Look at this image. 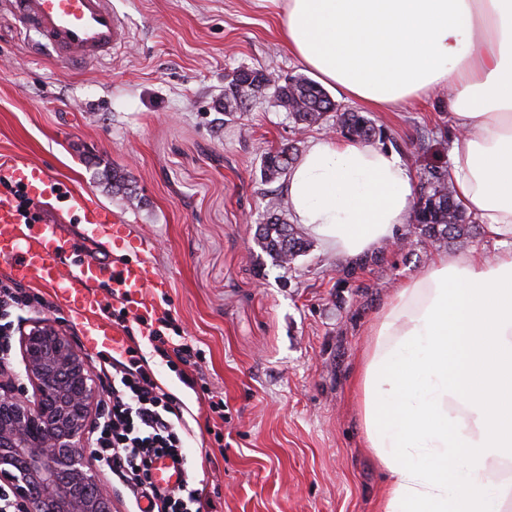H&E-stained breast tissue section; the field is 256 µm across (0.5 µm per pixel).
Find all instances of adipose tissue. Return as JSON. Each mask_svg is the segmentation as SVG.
I'll list each match as a JSON object with an SVG mask.
<instances>
[{
	"label": "adipose tissue",
	"mask_w": 512,
	"mask_h": 512,
	"mask_svg": "<svg viewBox=\"0 0 512 512\" xmlns=\"http://www.w3.org/2000/svg\"><path fill=\"white\" fill-rule=\"evenodd\" d=\"M284 44L376 112L450 90L448 181L495 253H443L376 314L356 373L381 512H512V0H282ZM288 209L347 259L393 240L417 186L394 150L311 140Z\"/></svg>",
	"instance_id": "ef3b65f1"
}]
</instances>
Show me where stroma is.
Masks as SVG:
<instances>
[{
  "label": "stroma",
  "mask_w": 512,
  "mask_h": 512,
  "mask_svg": "<svg viewBox=\"0 0 512 512\" xmlns=\"http://www.w3.org/2000/svg\"><path fill=\"white\" fill-rule=\"evenodd\" d=\"M125 43L97 62L62 64L0 16V154L35 162L152 238L169 288L161 303L200 356L186 387L154 357L184 407L201 512H379L384 476L364 447L354 377L375 314L437 252L404 225L407 246L358 282L319 242L284 269L255 248L276 183L265 152L335 135L298 130L262 102L225 116L226 75L296 74L276 0H112ZM447 93L372 118L412 170L448 162ZM125 173L135 200L114 192ZM223 400V415L210 404Z\"/></svg>",
  "instance_id": "1"
}]
</instances>
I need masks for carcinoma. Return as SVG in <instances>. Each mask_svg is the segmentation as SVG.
Returning a JSON list of instances; mask_svg holds the SVG:
<instances>
[{
	"label": "carcinoma",
	"mask_w": 512,
	"mask_h": 512,
	"mask_svg": "<svg viewBox=\"0 0 512 512\" xmlns=\"http://www.w3.org/2000/svg\"><path fill=\"white\" fill-rule=\"evenodd\" d=\"M260 96L271 98L276 106L285 109L301 130L326 123L334 112L340 133L345 137L368 142L383 134V130L362 113L340 111L339 105L320 86L302 75L282 82L262 69H237L226 77L221 109L224 115L233 117L244 111L251 99ZM295 160L293 147L266 152L262 159V178L274 182L287 176ZM420 193L415 229L429 244L462 247L481 234V225L466 222L455 201L454 189L448 183L447 170L438 166L425 169ZM268 206L266 221L256 225L254 243L279 266L289 268L310 249L311 243L298 225L288 223L279 198L270 200ZM383 261L382 251L364 256L342 269L341 280L355 282L367 268Z\"/></svg>",
	"instance_id": "obj_1"
}]
</instances>
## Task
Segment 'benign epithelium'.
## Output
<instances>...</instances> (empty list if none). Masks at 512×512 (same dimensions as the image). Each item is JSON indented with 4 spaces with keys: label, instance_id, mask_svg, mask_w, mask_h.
Returning <instances> with one entry per match:
<instances>
[{
    "label": "benign epithelium",
    "instance_id": "obj_1",
    "mask_svg": "<svg viewBox=\"0 0 512 512\" xmlns=\"http://www.w3.org/2000/svg\"><path fill=\"white\" fill-rule=\"evenodd\" d=\"M26 382L0 367V482L25 512H114L88 438L103 414L92 367L56 320L18 339Z\"/></svg>",
    "mask_w": 512,
    "mask_h": 512
}]
</instances>
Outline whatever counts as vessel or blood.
I'll use <instances>...</instances> for the list:
<instances>
[{"mask_svg": "<svg viewBox=\"0 0 512 512\" xmlns=\"http://www.w3.org/2000/svg\"><path fill=\"white\" fill-rule=\"evenodd\" d=\"M4 10L64 63L103 59L127 34L112 0H0V12ZM1 182L21 185L34 211L43 215L49 201L64 191L44 167L4 154H0ZM70 208L79 212L85 237L107 246L110 253L122 254V261L112 265L77 258L74 243L62 234L58 219L44 215L43 220L24 222L13 198L1 192L0 266L16 282L51 288L57 302L74 315L85 350L123 353L127 335L103 317L107 297H101L98 284H108L109 297L125 299L130 316L141 318L157 305L168 282L147 258L151 243L133 235L130 226L108 207L76 195L70 199ZM183 475L182 464L165 459L158 463L154 479L173 487Z\"/></svg>", "mask_w": 512, "mask_h": 512, "instance_id": "b4317fda", "label": "vessel or blood"}]
</instances>
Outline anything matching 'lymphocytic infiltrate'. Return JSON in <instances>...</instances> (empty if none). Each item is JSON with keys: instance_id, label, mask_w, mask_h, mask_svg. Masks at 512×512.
Masks as SVG:
<instances>
[{"instance_id": "f902f5d3", "label": "lymphocytic infiltrate", "mask_w": 512, "mask_h": 512, "mask_svg": "<svg viewBox=\"0 0 512 512\" xmlns=\"http://www.w3.org/2000/svg\"><path fill=\"white\" fill-rule=\"evenodd\" d=\"M42 296L11 278L0 279V365H9L11 337L21 312L44 305ZM174 320L163 313L145 337L163 361L194 365L197 349L174 343L169 335ZM108 381L105 413L90 438V450L103 469L125 489L131 507L148 500L150 512H200V496L190 480L175 488L154 483L152 470L160 458L183 460L186 440L178 399L161 387L140 348L100 362Z\"/></svg>"}]
</instances>
